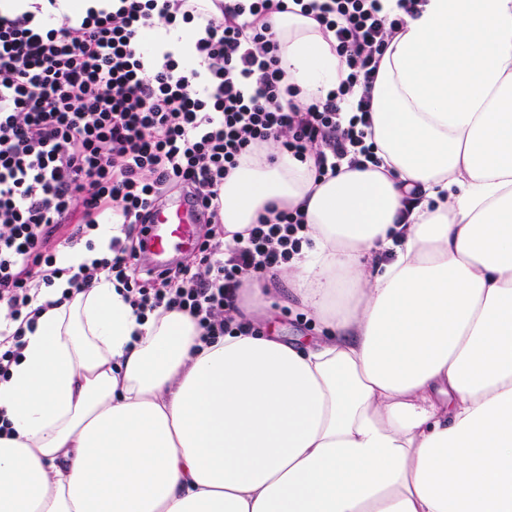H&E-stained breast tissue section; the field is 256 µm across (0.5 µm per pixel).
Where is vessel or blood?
Here are the masks:
<instances>
[{
	"mask_svg": "<svg viewBox=\"0 0 512 512\" xmlns=\"http://www.w3.org/2000/svg\"><path fill=\"white\" fill-rule=\"evenodd\" d=\"M202 217L193 201L175 198L155 208L147 226V252L155 268H166L176 257L198 247Z\"/></svg>",
	"mask_w": 512,
	"mask_h": 512,
	"instance_id": "1",
	"label": "vessel or blood"
}]
</instances>
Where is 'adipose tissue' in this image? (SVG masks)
Here are the masks:
<instances>
[{"label":"adipose tissue","mask_w":512,"mask_h":512,"mask_svg":"<svg viewBox=\"0 0 512 512\" xmlns=\"http://www.w3.org/2000/svg\"><path fill=\"white\" fill-rule=\"evenodd\" d=\"M271 24L295 102L346 80L312 17ZM372 123L377 164L266 145L224 180L225 242L304 213L279 279L319 338L205 341L100 278L0 382V512H512V0H422Z\"/></svg>","instance_id":"ef3b65f1"}]
</instances>
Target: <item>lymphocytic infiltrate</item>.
Returning a JSON list of instances; mask_svg holds the SVG:
<instances>
[{"instance_id": "obj_1", "label": "lymphocytic infiltrate", "mask_w": 512, "mask_h": 512, "mask_svg": "<svg viewBox=\"0 0 512 512\" xmlns=\"http://www.w3.org/2000/svg\"><path fill=\"white\" fill-rule=\"evenodd\" d=\"M57 0L0 11V381L25 346L35 304L100 276L138 314L177 309L203 340L249 330L239 291L288 267L307 244L305 216L259 217L225 244L224 178L262 143L312 159L317 176L372 161L371 92L383 53L421 0H106L56 17ZM297 5L333 33L350 73L325 99L290 101L269 19ZM193 26L195 40L174 41ZM176 196L209 212L192 262L154 270L143 240L152 208ZM119 235L101 240L99 228ZM82 254L63 263L59 244Z\"/></svg>"}]
</instances>
